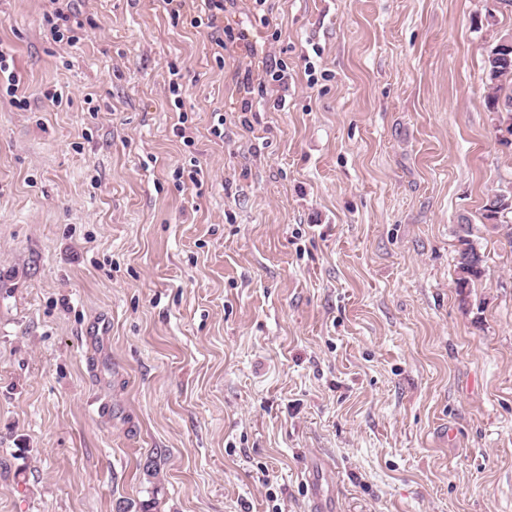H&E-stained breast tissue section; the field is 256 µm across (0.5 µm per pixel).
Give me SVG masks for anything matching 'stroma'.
<instances>
[{
	"label": "stroma",
	"mask_w": 512,
	"mask_h": 512,
	"mask_svg": "<svg viewBox=\"0 0 512 512\" xmlns=\"http://www.w3.org/2000/svg\"><path fill=\"white\" fill-rule=\"evenodd\" d=\"M45 6L0 0L29 102L0 87V512H309L321 464L329 512H512V247L485 217L512 146L481 80L512 11L267 0L288 97L244 116L237 53L162 0H77L97 26L63 57ZM460 231L463 235L458 236L460 248L456 262L457 278L456 285L460 288V292H464L465 288L471 286L480 280L484 274V255L477 249L473 240L470 239L472 229L470 225H460ZM459 269L463 275L459 274Z\"/></svg>",
	"instance_id": "stroma-1"
}]
</instances>
